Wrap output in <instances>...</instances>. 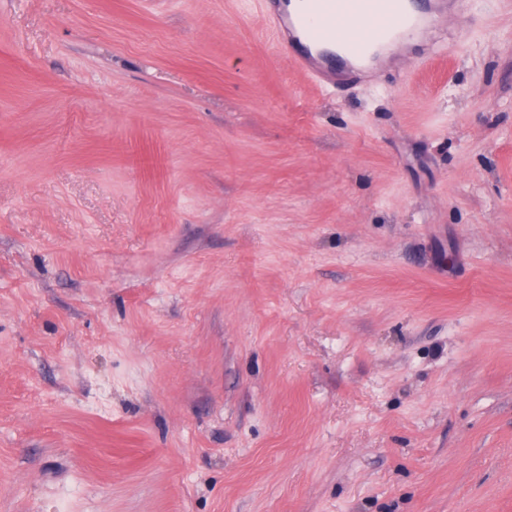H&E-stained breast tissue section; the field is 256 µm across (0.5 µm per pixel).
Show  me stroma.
Segmentation results:
<instances>
[{
    "label": "stroma",
    "instance_id": "stroma-1",
    "mask_svg": "<svg viewBox=\"0 0 512 512\" xmlns=\"http://www.w3.org/2000/svg\"><path fill=\"white\" fill-rule=\"evenodd\" d=\"M448 47L0 0V512H512V0Z\"/></svg>",
    "mask_w": 512,
    "mask_h": 512
}]
</instances>
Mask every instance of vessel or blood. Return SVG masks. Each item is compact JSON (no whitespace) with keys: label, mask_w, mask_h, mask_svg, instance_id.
Listing matches in <instances>:
<instances>
[{"label":"vessel or blood","mask_w":512,"mask_h":512,"mask_svg":"<svg viewBox=\"0 0 512 512\" xmlns=\"http://www.w3.org/2000/svg\"><path fill=\"white\" fill-rule=\"evenodd\" d=\"M467 0H261L259 16L278 47L287 49L309 77L324 86L356 83L372 55L363 32L387 43L445 32L447 20L466 10Z\"/></svg>","instance_id":"b4317fda"}]
</instances>
